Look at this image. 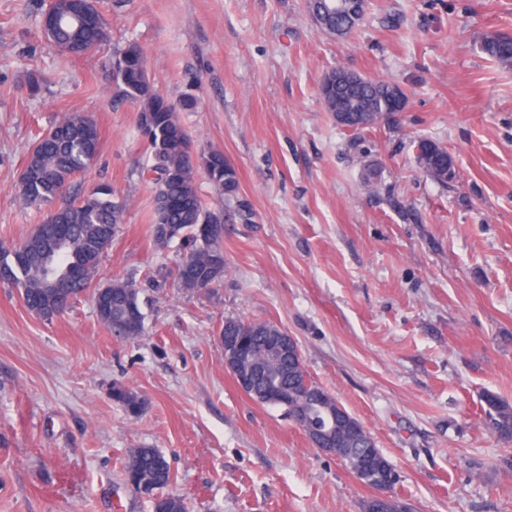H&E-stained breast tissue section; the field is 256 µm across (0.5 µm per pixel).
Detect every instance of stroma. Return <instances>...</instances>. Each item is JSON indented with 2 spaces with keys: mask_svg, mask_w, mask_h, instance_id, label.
<instances>
[{
  "mask_svg": "<svg viewBox=\"0 0 512 512\" xmlns=\"http://www.w3.org/2000/svg\"><path fill=\"white\" fill-rule=\"evenodd\" d=\"M46 5L0 0V244L43 218L17 193L32 145L89 116L99 155L74 183H109L126 204L95 282L136 281L145 333L115 338L88 293L45 320L0 285V512H154L124 481L132 448L164 454L189 512H361L371 489L237 387L228 318L295 338L416 512H512V444L480 401L512 404V68L477 43L512 34V0H369L344 38L305 0H99L112 48L139 45L162 94L196 98L180 115L194 150L238 171L251 218L225 221L227 274L197 293L173 274L180 243L153 241L149 154L136 107L102 77L109 50L61 54ZM336 66L403 88L399 124L338 126L319 94ZM421 138L448 149L454 181L419 168ZM116 382L144 399L139 416L113 401Z\"/></svg>",
  "mask_w": 512,
  "mask_h": 512,
  "instance_id": "obj_1",
  "label": "stroma"
}]
</instances>
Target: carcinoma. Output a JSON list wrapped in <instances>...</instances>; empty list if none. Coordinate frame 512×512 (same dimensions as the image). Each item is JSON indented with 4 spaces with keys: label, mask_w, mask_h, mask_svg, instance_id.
Returning a JSON list of instances; mask_svg holds the SVG:
<instances>
[{
    "label": "carcinoma",
    "mask_w": 512,
    "mask_h": 512,
    "mask_svg": "<svg viewBox=\"0 0 512 512\" xmlns=\"http://www.w3.org/2000/svg\"><path fill=\"white\" fill-rule=\"evenodd\" d=\"M308 11L323 9L333 25L347 24V15L336 11V0H307ZM57 15L48 41L60 52L72 48L95 52L110 41L107 22L97 7V0L76 4L57 0ZM481 51L503 67L512 66V37L481 36ZM105 77L119 101L132 102L138 112L137 129L149 152L150 165L145 174L155 185L153 226H168L169 232L154 236L165 247L174 240L185 245V254L177 265L176 280L188 291L207 290L224 280V225L221 214L209 211L196 186L197 175L204 172L224 192V201L236 203L238 215L249 219L246 205L239 199V176L224 152L211 149L200 154L203 166L193 162L190 137L178 119V113L192 110L196 101L180 104L164 97L150 79L142 50L129 44L115 50L106 66ZM328 102L325 110H346L344 128L370 129L400 102L406 100L402 88L386 80L363 78L341 88L320 85ZM100 133L97 125L79 112L68 113L44 133L26 158L25 173L18 189L26 205L41 208L56 202V212L36 225L17 246H0V283L18 290L28 309L51 320L59 307L73 301L85 291L93 290L99 320L108 328L126 320L122 330L134 339L143 335L145 313L140 289L129 280H114L91 288L107 246L118 224L122 223L124 204L113 199L112 188L101 185L81 195L70 192L74 177L87 170L99 153ZM416 162L435 182L446 185L448 173H456L453 157L437 142L421 138L415 144ZM278 326L260 320L230 318L224 321L219 339L244 336L251 349L248 363L263 368L264 376L254 384L251 398L258 403L280 407L279 399L288 398V406L309 411L310 425L326 420L317 405L325 390L312 381L302 359L291 369L288 360L270 357L264 347L265 337L280 335ZM112 400L125 412L137 417L145 406L144 399L123 383L112 386ZM485 426L500 440L512 439V405L487 391L482 396ZM348 437L344 447L334 452L356 480L373 489L388 479L393 465L377 448L371 434L352 414L345 413ZM125 481L144 487L154 500L155 512H187L184 499L163 496L159 490L171 480L170 467L156 448H135L124 467Z\"/></svg>",
    "instance_id": "obj_1"
}]
</instances>
